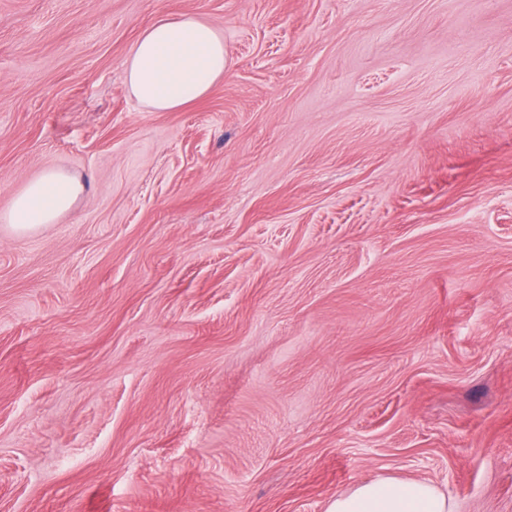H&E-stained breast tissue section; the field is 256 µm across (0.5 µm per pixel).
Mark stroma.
<instances>
[{"instance_id": "35a3bbf8", "label": "stroma", "mask_w": 512, "mask_h": 512, "mask_svg": "<svg viewBox=\"0 0 512 512\" xmlns=\"http://www.w3.org/2000/svg\"><path fill=\"white\" fill-rule=\"evenodd\" d=\"M193 14L224 77L123 81ZM0 512H512V0H0ZM224 35L191 14L157 19L131 47L123 79L154 112H173L205 96L224 77ZM82 183L62 169L49 170L16 195L1 220L19 233L32 232L44 224H56L75 205ZM448 497L428 482L377 477L336 496L326 512H452Z\"/></svg>"}]
</instances>
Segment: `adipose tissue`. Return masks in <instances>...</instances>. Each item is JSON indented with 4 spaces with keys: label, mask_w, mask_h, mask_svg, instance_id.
Wrapping results in <instances>:
<instances>
[{
    "label": "adipose tissue",
    "mask_w": 512,
    "mask_h": 512,
    "mask_svg": "<svg viewBox=\"0 0 512 512\" xmlns=\"http://www.w3.org/2000/svg\"><path fill=\"white\" fill-rule=\"evenodd\" d=\"M224 36L204 19L186 14L157 19L131 47L123 79L133 97L155 112H173L205 96L224 76ZM83 192L67 171L49 170L16 195L0 220L19 233L57 223ZM326 512H452L447 496L428 482L377 477L336 496Z\"/></svg>",
    "instance_id": "obj_1"
}]
</instances>
